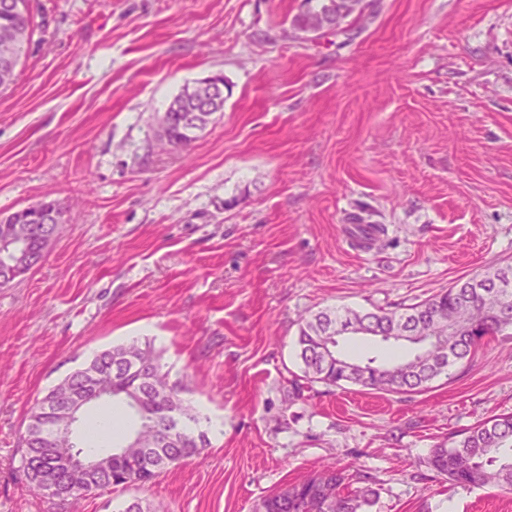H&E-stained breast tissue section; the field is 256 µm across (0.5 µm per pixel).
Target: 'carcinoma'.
Returning a JSON list of instances; mask_svg holds the SVG:
<instances>
[{
	"label": "carcinoma",
	"instance_id": "carcinoma-1",
	"mask_svg": "<svg viewBox=\"0 0 512 512\" xmlns=\"http://www.w3.org/2000/svg\"><path fill=\"white\" fill-rule=\"evenodd\" d=\"M10 2L0 0V31L11 28L21 34L17 54L23 57L32 40V16L15 11ZM305 3L308 10L294 15L286 30L298 40L320 26L334 0ZM222 111L223 99L211 97L206 88L192 92L187 84L166 109L165 133L169 141L187 149L199 135L180 120L190 115L204 130ZM38 229L41 237L30 244L37 253L56 235L58 225L40 224ZM501 282L512 284V267L487 270L404 307L374 312L334 308L302 319L297 340L302 375L292 379L288 395L301 398L318 383H350L398 394L427 389L449 367L470 360L488 337L512 329V287L503 294ZM358 341L373 343L378 350L361 356L345 351L347 344ZM90 384L112 392L108 402L132 413L136 425L115 447L108 467L87 474L86 485L99 490L126 485L134 474L149 482L208 445L199 414L181 397L184 386L170 381L162 356L151 343L116 345L68 373L28 411L21 462L32 490L42 492L43 483L51 480L67 501L84 496L66 472L54 467L53 449L67 446L56 428L69 400ZM429 463L454 484L490 485L512 493V415L491 416L450 433L432 449ZM353 480L361 487L349 489ZM373 481L368 473L349 474L344 468L326 466L264 499L257 512H369L376 497Z\"/></svg>",
	"mask_w": 512,
	"mask_h": 512
}]
</instances>
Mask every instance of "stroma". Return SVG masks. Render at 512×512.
<instances>
[{"label":"stroma","mask_w":512,"mask_h":512,"mask_svg":"<svg viewBox=\"0 0 512 512\" xmlns=\"http://www.w3.org/2000/svg\"><path fill=\"white\" fill-rule=\"evenodd\" d=\"M347 45L282 38L303 0H32L0 92V213L63 209L41 264L0 287V512H255L326 465L375 478L370 512H512L429 464L512 412V330L429 389L289 400L301 317L413 304L512 266V0H368ZM223 112L158 146L188 83ZM384 233L350 246L355 218ZM161 351L212 423L199 456L77 506L32 493L36 399L95 353Z\"/></svg>","instance_id":"obj_1"}]
</instances>
